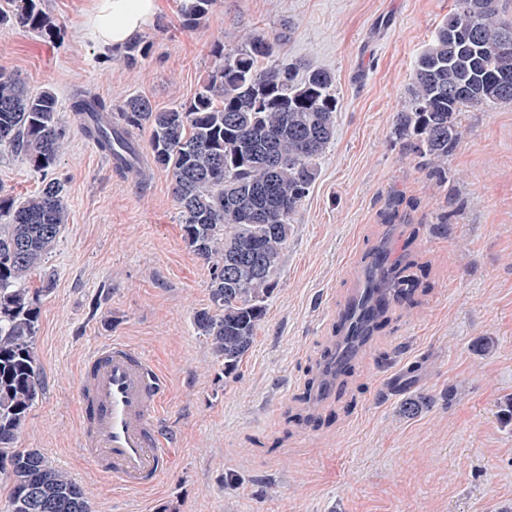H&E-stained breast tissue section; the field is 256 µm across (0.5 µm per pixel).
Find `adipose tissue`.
<instances>
[{
	"label": "adipose tissue",
	"instance_id": "obj_1",
	"mask_svg": "<svg viewBox=\"0 0 512 512\" xmlns=\"http://www.w3.org/2000/svg\"><path fill=\"white\" fill-rule=\"evenodd\" d=\"M159 17V0H93L84 24L103 51L121 49L154 26Z\"/></svg>",
	"mask_w": 512,
	"mask_h": 512
}]
</instances>
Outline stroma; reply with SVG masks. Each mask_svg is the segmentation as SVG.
<instances>
[{
    "instance_id": "obj_1",
    "label": "stroma",
    "mask_w": 512,
    "mask_h": 512,
    "mask_svg": "<svg viewBox=\"0 0 512 512\" xmlns=\"http://www.w3.org/2000/svg\"><path fill=\"white\" fill-rule=\"evenodd\" d=\"M453 0H215L192 31L180 0H163L149 54L128 68L83 32L93 0H42L58 30L0 24V69L31 91L52 89L60 110L87 90L112 106L142 95L167 109L190 100L215 66L210 47L245 34L294 31L280 54L331 71L336 134L293 220L267 314L237 371L225 376L194 325L209 304L210 269L187 248L170 174L151 161L148 129L133 138L142 176L114 169L70 126L54 177L68 222L43 268L34 352L43 389L16 447L37 448L79 483L94 512H498L512 503V104L470 109L430 181L392 138L414 62ZM44 177L0 155V190L25 197ZM428 267L414 306L360 348L336 390L306 399L310 372L339 326L336 313L370 273L369 254ZM496 340L482 352L479 337ZM119 337L169 382L173 437L160 485L131 492L98 475L78 445L79 368ZM428 409L404 417L406 397Z\"/></svg>"
}]
</instances>
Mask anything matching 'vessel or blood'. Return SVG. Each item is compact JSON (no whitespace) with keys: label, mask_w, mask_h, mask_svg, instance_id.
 Wrapping results in <instances>:
<instances>
[{"label":"vessel or blood","mask_w":512,"mask_h":512,"mask_svg":"<svg viewBox=\"0 0 512 512\" xmlns=\"http://www.w3.org/2000/svg\"><path fill=\"white\" fill-rule=\"evenodd\" d=\"M397 286L357 289L338 313L343 326L329 364L352 360L361 333L381 308L396 302ZM165 376L139 348L115 338L83 359L79 396L84 411L79 446L96 473L126 488L159 485L168 462V438L160 419Z\"/></svg>","instance_id":"vessel-or-blood-1"}]
</instances>
